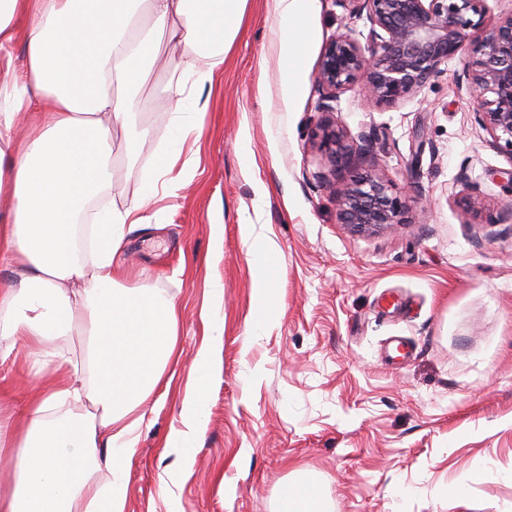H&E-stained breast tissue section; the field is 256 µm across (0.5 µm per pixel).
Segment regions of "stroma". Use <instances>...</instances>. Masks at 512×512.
Listing matches in <instances>:
<instances>
[{"mask_svg": "<svg viewBox=\"0 0 512 512\" xmlns=\"http://www.w3.org/2000/svg\"><path fill=\"white\" fill-rule=\"evenodd\" d=\"M318 37L301 74L304 94L280 82L274 0H248L224 70L200 88L201 114L183 118L155 99L183 72L161 42L130 122L151 140L137 161L112 131L106 199L127 207L178 122L197 126L180 158L175 194L126 227L115 276L177 305L178 357L141 410L126 468V512H277L280 485L306 471L330 512H512V193L458 77L470 48L396 104L341 93L319 108L318 63L333 36L365 32L342 0H320ZM331 121L352 148L336 167L313 140ZM381 175L403 205L392 229L355 232L337 221L330 185ZM485 207L463 216L460 174ZM224 227L215 245L213 225ZM278 249L274 319L263 335L243 225ZM221 287L224 326L208 418L186 453L168 447L205 339L201 310ZM37 355L0 342V424L14 425L62 377Z\"/></svg>", "mask_w": 512, "mask_h": 512, "instance_id": "obj_1", "label": "stroma"}]
</instances>
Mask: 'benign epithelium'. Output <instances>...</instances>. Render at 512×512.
Segmentation results:
<instances>
[{
	"label": "benign epithelium",
	"instance_id": "obj_1",
	"mask_svg": "<svg viewBox=\"0 0 512 512\" xmlns=\"http://www.w3.org/2000/svg\"><path fill=\"white\" fill-rule=\"evenodd\" d=\"M350 16L366 19L367 46L353 30L324 47L317 71L322 110L343 91L359 87L378 104H396L419 92L441 73V65L477 33L473 58L463 72L476 105V121L493 147L512 157V11L489 20L487 0H343ZM314 137L333 162H347L340 133L319 126ZM338 223L350 228H384L401 223L404 205L378 174L367 175L338 191Z\"/></svg>",
	"mask_w": 512,
	"mask_h": 512
}]
</instances>
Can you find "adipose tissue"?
<instances>
[{
  "instance_id": "1",
  "label": "adipose tissue",
  "mask_w": 512,
  "mask_h": 512,
  "mask_svg": "<svg viewBox=\"0 0 512 512\" xmlns=\"http://www.w3.org/2000/svg\"><path fill=\"white\" fill-rule=\"evenodd\" d=\"M248 0H0V50L25 17L27 51L21 75L0 84V163L10 162L13 219L0 226V263L20 269L0 291L8 314L0 338L20 352L51 361L73 335L95 370L87 381L69 369L11 431L0 428V452L15 474L0 512H126L125 462L144 417L139 414L163 380L177 348L175 305L151 288H122L113 267L129 224H147L146 204L168 188L176 154L161 156L140 204L109 207L95 216L93 256L76 246L75 228L87 203L112 178V125L124 120L157 59L156 40L202 52L186 61L191 83L168 86L173 111L194 101L193 85L213 82L235 42ZM280 75L289 98L302 95L306 48L316 37L310 20L319 0H274ZM259 316L251 331L271 324L277 248L252 239ZM207 337L192 366L194 387L182 405V430L170 444L189 448L206 421V400L223 328L206 314ZM89 401L85 414L65 403ZM112 475L100 485L97 472ZM281 512H328L317 482L300 472L280 490Z\"/></svg>"
}]
</instances>
